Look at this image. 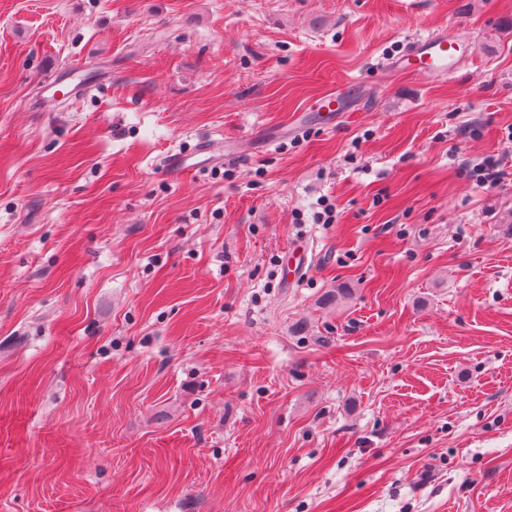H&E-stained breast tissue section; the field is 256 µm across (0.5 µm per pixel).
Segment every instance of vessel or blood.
Instances as JSON below:
<instances>
[{
    "label": "vessel or blood",
    "instance_id": "1",
    "mask_svg": "<svg viewBox=\"0 0 512 512\" xmlns=\"http://www.w3.org/2000/svg\"><path fill=\"white\" fill-rule=\"evenodd\" d=\"M462 45V40L455 32L443 28L413 40L400 57L390 61L389 68L393 71H409L423 76L443 75L460 60ZM355 96L356 90L352 87L345 91H333L318 98L311 109L325 113L327 119L333 120L348 111ZM304 263L303 251L294 248L286 251L283 272L287 284L294 285L299 282Z\"/></svg>",
    "mask_w": 512,
    "mask_h": 512
}]
</instances>
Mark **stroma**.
I'll return each mask as SVG.
<instances>
[{
  "instance_id": "35a3bbf8",
  "label": "stroma",
  "mask_w": 512,
  "mask_h": 512,
  "mask_svg": "<svg viewBox=\"0 0 512 512\" xmlns=\"http://www.w3.org/2000/svg\"><path fill=\"white\" fill-rule=\"evenodd\" d=\"M511 132L512 0H0V512H512ZM464 42L457 34L442 28L421 38H417L405 52L388 63L393 71H409L423 76H436L448 73L460 60ZM355 86H349L348 90H336L318 98L310 107L313 112L326 113L329 120L342 117V112H348L349 106L357 96ZM473 177L477 185L486 189L496 188L503 179V172L499 169L496 159H489L481 166L472 168ZM304 250H297L295 248H288L285 252L283 263L284 280L289 285L295 286L301 275L303 274L302 267L305 264Z\"/></svg>"
}]
</instances>
